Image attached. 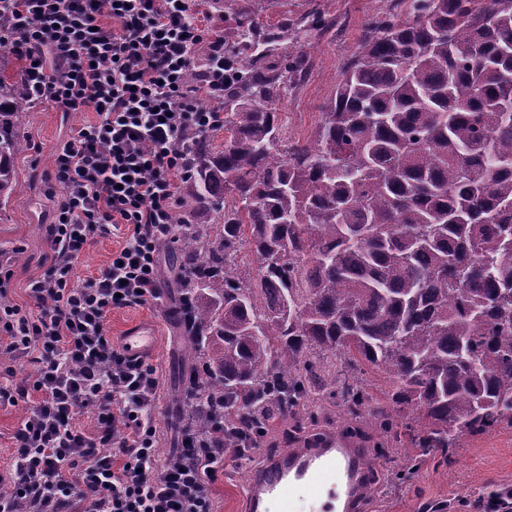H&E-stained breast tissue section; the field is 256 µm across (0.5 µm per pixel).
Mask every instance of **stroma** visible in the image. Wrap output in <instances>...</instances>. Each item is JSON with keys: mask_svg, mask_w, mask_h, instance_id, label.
<instances>
[{"mask_svg": "<svg viewBox=\"0 0 512 512\" xmlns=\"http://www.w3.org/2000/svg\"><path fill=\"white\" fill-rule=\"evenodd\" d=\"M224 35L232 37L239 12L255 11L262 24L275 25L283 18L317 10L331 19L329 28L302 33L297 44L308 61L306 79L279 108L285 120V134L292 140H306L312 133L323 104L330 97L344 64L356 53L363 26L384 7L383 0H221ZM92 112H63L52 103H31L24 110L21 134L30 149L15 160L17 184L13 194L0 202V265L10 277L0 285L8 299L31 308L28 283L51 263L45 228L53 223L64 187L54 174L57 149L84 123L95 120ZM120 245L118 235L103 233L83 253L74 271L75 282L96 275ZM160 303L112 310L107 317L113 343H120L124 327L136 321L153 322L156 346L146 362L161 376L160 396L155 406L156 453L165 462L169 453L182 446V434L174 420L181 364L188 356L186 336L173 324L168 309L171 283L169 255L158 258ZM343 414L340 406L325 405L311 418L288 419L262 438L251 459L240 462L227 457L223 472L212 488L213 512H239L242 491L253 470L272 450H286L298 438L324 429H338ZM409 457L405 448L394 445L374 457L375 490L368 512H483L481 496L512 485V430L463 439L451 461L420 457L419 471L406 477Z\"/></svg>", "mask_w": 512, "mask_h": 512, "instance_id": "obj_1", "label": "stroma"}]
</instances>
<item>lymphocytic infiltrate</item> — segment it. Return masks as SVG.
<instances>
[{
  "instance_id": "obj_1",
  "label": "lymphocytic infiltrate",
  "mask_w": 512,
  "mask_h": 512,
  "mask_svg": "<svg viewBox=\"0 0 512 512\" xmlns=\"http://www.w3.org/2000/svg\"><path fill=\"white\" fill-rule=\"evenodd\" d=\"M0 49L22 61L31 101L97 115L54 158L65 194L46 229L52 263L28 285L33 310L0 291V348L37 365L32 383L0 386V403L39 395L0 473L11 489L0 512H212L226 452L190 448L180 464H158L160 375L114 346L106 317L159 299V251L190 177L181 136L224 124L222 109L200 104L223 100L233 76L224 35L199 0H0ZM108 228L123 231L119 250L75 283ZM88 409L91 434L75 424Z\"/></svg>"
}]
</instances>
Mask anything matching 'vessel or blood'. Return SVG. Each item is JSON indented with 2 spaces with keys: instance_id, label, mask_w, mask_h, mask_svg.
<instances>
[{
  "instance_id": "b4317fda",
  "label": "vessel or blood",
  "mask_w": 512,
  "mask_h": 512,
  "mask_svg": "<svg viewBox=\"0 0 512 512\" xmlns=\"http://www.w3.org/2000/svg\"><path fill=\"white\" fill-rule=\"evenodd\" d=\"M156 338L151 323L125 330L127 354L144 359ZM370 479L363 443L338 432L297 443L268 457L251 475L243 512H364Z\"/></svg>"
}]
</instances>
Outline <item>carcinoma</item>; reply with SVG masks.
I'll use <instances>...</instances> for the list:
<instances>
[{"label":"carcinoma","instance_id":"obj_1","mask_svg":"<svg viewBox=\"0 0 512 512\" xmlns=\"http://www.w3.org/2000/svg\"><path fill=\"white\" fill-rule=\"evenodd\" d=\"M396 2L364 24L304 142L278 110L304 52L272 65L265 47L332 21L263 32L240 13L249 56L224 86V142L184 133L191 177L165 247L196 360L179 419L199 446L236 448L324 400L346 434L369 424L377 447L419 456L512 429V0ZM28 102L0 73V199Z\"/></svg>","mask_w":512,"mask_h":512}]
</instances>
